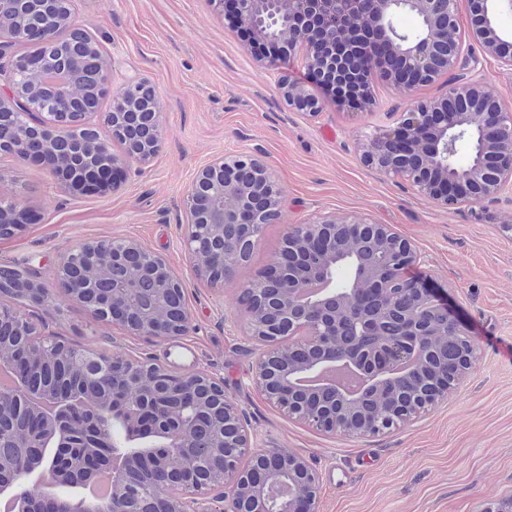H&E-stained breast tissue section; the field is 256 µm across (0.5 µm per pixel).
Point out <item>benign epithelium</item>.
<instances>
[{
	"mask_svg": "<svg viewBox=\"0 0 512 512\" xmlns=\"http://www.w3.org/2000/svg\"><path fill=\"white\" fill-rule=\"evenodd\" d=\"M468 38L512 71V42L497 26L499 7L512 9V0H466ZM273 4L284 19L274 33L264 6ZM367 14L359 0H234L237 20L275 47L258 57L264 70L279 64L299 47L305 48V68L319 70L327 82L350 70L342 47L363 31L372 40L358 45L363 70L382 62L383 75L399 91L448 73L461 60L459 0H370ZM410 13L419 20L416 31L401 32L395 19ZM59 21L46 18L35 32L24 26L0 27V109H8L14 123L0 126V152L34 159L49 168L61 189L84 188L92 175L104 187L116 184L121 165L145 164L162 138L159 98L145 102L151 124L138 140L128 138L119 107L145 96L149 87L129 81L113 99L112 138L125 142V158L112 153L107 141L91 125L87 114L71 111L82 94L81 84L67 81L54 103L55 112L40 111L30 96L18 92L20 77L40 71L33 56L19 61L12 49L18 43L52 44ZM281 94L289 106L315 117L323 100L306 85L285 82ZM476 134L478 161L455 167L460 137ZM95 147V167L75 180L56 168L63 153L82 161L86 146ZM365 162L386 174L401 175L423 196L446 208L462 203L495 200L512 186V110L470 79L458 83L439 99L418 100L402 114L393 129L371 137L364 145ZM281 186L264 163L251 154L218 156L199 169L184 199V244L196 274L214 287L234 277L239 266L233 252L220 244L226 234L253 240L261 225L278 214ZM33 215L14 200L0 198V238H10ZM353 259L351 290L337 299L330 287L333 260ZM98 256L132 263L156 281L151 302L134 307L128 279L112 280L95 266ZM421 263L410 240L388 224L362 217L326 216L309 224H292L284 250L254 279L240 288L239 304L247 318L248 337L258 346L252 366L260 394L291 419L330 434L371 435L410 421L418 413L448 402L467 370L453 381L436 372L430 388L403 402L393 391L398 377L416 373L427 343L435 336H454L468 348L467 365L476 360V346L467 327L449 306L447 290L432 288L407 275ZM54 280L70 300L96 318L110 322L131 336L168 339L186 335L192 323L187 288L167 260L138 241L112 237L84 242L60 256ZM381 289L389 303L372 319L389 320L399 310L407 323L406 338L386 343L387 356L350 349L345 333L336 327V305L347 306L353 295ZM8 297L42 306L50 299L35 274L0 279V370L11 373L13 389H0V416L25 405V414L11 432L16 446L25 449L13 463L14 476L0 479V496L10 497L16 512H320L319 473L306 457L284 448H256L243 414L224 390V381L205 370L173 371L114 348L110 352L74 347L37 330L30 318L3 302ZM441 311L445 320L433 323L423 314ZM344 360L355 367L369 365L374 384L371 403L327 382L302 389V376L324 373ZM62 367L79 377V390L65 395L52 386L33 382L42 368ZM123 429L127 451L121 467L112 469V497L88 501L79 489L95 480L105 466L90 471L100 452L111 446L115 428ZM51 467L50 489L27 475L40 466ZM150 477L151 493L130 497L132 474Z\"/></svg>",
	"mask_w": 512,
	"mask_h": 512,
	"instance_id": "1",
	"label": "benign epithelium"
}]
</instances>
